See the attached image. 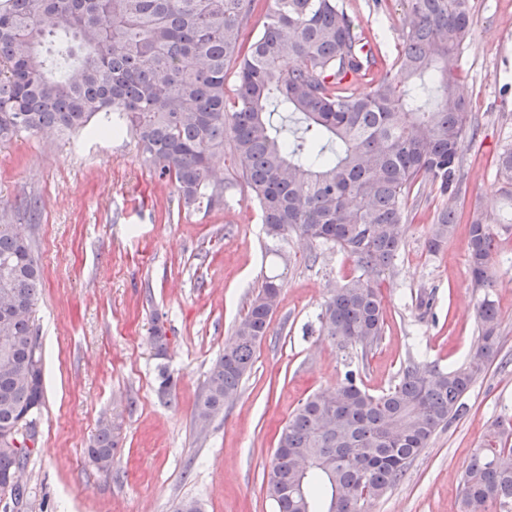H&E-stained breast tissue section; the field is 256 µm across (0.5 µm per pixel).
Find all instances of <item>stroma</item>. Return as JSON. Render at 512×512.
I'll return each mask as SVG.
<instances>
[{"instance_id":"35a3bbf8","label":"stroma","mask_w":512,"mask_h":512,"mask_svg":"<svg viewBox=\"0 0 512 512\" xmlns=\"http://www.w3.org/2000/svg\"><path fill=\"white\" fill-rule=\"evenodd\" d=\"M377 60L394 77L404 0H342ZM473 30L453 72L474 136L460 170L453 235L427 247L440 199L409 200L412 219L383 288L384 328L360 365L373 394L393 385L408 357L441 369L481 343L480 299L467 266L473 207L502 212L494 160L512 144V0H470ZM221 207L186 209L174 184L146 167L132 136L24 133L0 142V224L33 241L42 271L35 327L44 356L37 440L20 474L22 499L0 512H275L266 473L282 429L309 395L336 387L356 352L322 335L331 289L354 274L342 252L296 236H267L232 152L215 159ZM490 290L502 349L463 398L464 409L370 512H459L462 477L487 426L512 413V227L501 228ZM281 301L236 398L206 428L194 402L264 277ZM164 351H157L155 327ZM174 380L158 390L159 369ZM116 427L111 470L87 450L101 421Z\"/></svg>"}]
</instances>
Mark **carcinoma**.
Listing matches in <instances>:
<instances>
[{"mask_svg": "<svg viewBox=\"0 0 512 512\" xmlns=\"http://www.w3.org/2000/svg\"><path fill=\"white\" fill-rule=\"evenodd\" d=\"M409 22L394 59L396 81L361 85L372 51L340 0H272L262 29L245 38L257 0H0V141L53 128L133 134L144 163L175 183L189 208L223 201L213 160L232 143L238 175L267 235L291 234L337 249L356 274L332 289L323 334L366 356L382 336L381 286L403 247L415 187L457 199L469 112L451 79L471 36L469 0H405ZM237 65L234 89L227 69ZM509 211L479 210L469 224L471 286L483 344L441 370L408 359L398 381L366 390L359 367L293 411L275 448L268 493L276 512H367L460 415L463 398L500 345L494 286L499 225L512 224V145L497 155ZM443 204L427 246L451 235ZM40 266L25 235L0 226V477L22 467L28 443L3 433L43 405L42 354L32 308ZM282 282L264 278L233 342L210 368L195 420L224 410L269 332ZM118 443L103 422L89 459L112 466ZM512 512V416L487 427L461 487L460 512Z\"/></svg>", "mask_w": 512, "mask_h": 512, "instance_id": "obj_1", "label": "carcinoma"}]
</instances>
